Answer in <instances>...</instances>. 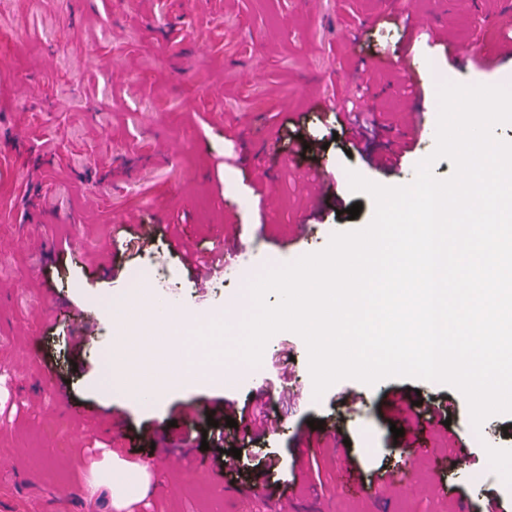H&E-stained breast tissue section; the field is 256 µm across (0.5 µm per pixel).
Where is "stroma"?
<instances>
[{"label":"stroma","instance_id":"35a3bbf8","mask_svg":"<svg viewBox=\"0 0 512 512\" xmlns=\"http://www.w3.org/2000/svg\"><path fill=\"white\" fill-rule=\"evenodd\" d=\"M382 0H0V239L15 243L0 254V512H267L268 501L241 490H220L191 475L160 477L140 432L167 429L178 407L197 400L255 399L275 409L278 433L258 436L241 460L265 453L289 465L294 449L317 462L295 489L300 512H475L486 495L512 504V414L488 418L473 430L459 391L435 382L387 378L375 385L343 379L322 397L310 385L303 339L282 331L267 342L258 370L236 357L211 360L188 335L190 366L228 371L225 383L198 380L146 406L122 389L101 386L94 348L74 355L62 330L58 302L94 309L97 344H112L127 309L97 308L100 298L126 293L144 260L163 266L172 301L200 305L198 329L223 321L224 309L246 315L248 287L266 269L324 249L331 236L367 226L375 203L354 194L348 173L385 186L410 184L417 164L436 144L435 131L412 144L401 174L369 162L390 143L411 139L407 112L437 117L442 82L512 87V63L492 69L457 66L449 50L493 53L512 31L495 16L512 0H420L417 17L395 11L373 18ZM489 19L473 30L475 10ZM446 46H439V39ZM420 63L424 95H408L395 70L361 73L366 61L399 48ZM366 109L374 130L351 152L350 136L330 139L313 98ZM330 170L338 190L317 222L296 231L307 179ZM275 179L280 205L258 208V175ZM362 209L356 219L345 210ZM158 224L145 247L113 252L124 221ZM247 245L239 278L197 299L181 257L170 245L182 231L197 252L213 251L226 222ZM121 270L117 280L94 279L98 256ZM34 362L18 367L25 352ZM305 385L288 398L284 378ZM64 386L57 399L50 382ZM365 403L351 406L346 389ZM452 398L450 424L416 422L417 401ZM113 409L115 423H80L69 406ZM322 421L319 429L309 420ZM404 429L425 447L423 480L441 492L391 490L368 497L379 469L406 459ZM465 448L477 464L449 462ZM355 469H346V462Z\"/></svg>","mask_w":512,"mask_h":512}]
</instances>
